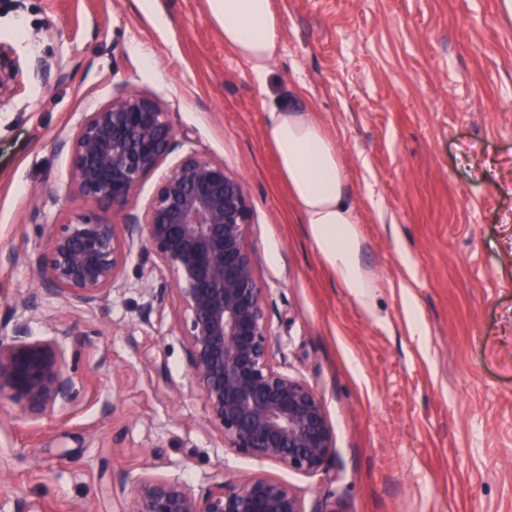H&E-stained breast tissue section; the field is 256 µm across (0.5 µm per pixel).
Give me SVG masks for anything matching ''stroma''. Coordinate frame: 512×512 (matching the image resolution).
I'll list each match as a JSON object with an SVG mask.
<instances>
[{
	"instance_id": "35a3bbf8",
	"label": "stroma",
	"mask_w": 512,
	"mask_h": 512,
	"mask_svg": "<svg viewBox=\"0 0 512 512\" xmlns=\"http://www.w3.org/2000/svg\"><path fill=\"white\" fill-rule=\"evenodd\" d=\"M281 47L258 80L207 0H0L23 77L0 107V317L32 285L30 212L113 86L160 99L178 145L238 176L274 360L321 396L335 454L306 476L224 448L189 381L186 313L142 311L138 253L94 310L46 301L75 401L32 422L0 405V512H123L144 470L288 483L308 512H512V16L501 0H273ZM296 97L339 148L363 220L368 307L321 259L264 130Z\"/></svg>"
}]
</instances>
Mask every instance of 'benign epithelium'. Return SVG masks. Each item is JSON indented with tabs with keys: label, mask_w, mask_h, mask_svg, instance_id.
Instances as JSON below:
<instances>
[{
	"label": "benign epithelium",
	"mask_w": 512,
	"mask_h": 512,
	"mask_svg": "<svg viewBox=\"0 0 512 512\" xmlns=\"http://www.w3.org/2000/svg\"><path fill=\"white\" fill-rule=\"evenodd\" d=\"M19 68L0 43V103L12 98ZM177 144L171 113L154 97L119 90L85 113L57 143L69 157L64 195L89 209L65 224L32 223L46 236L34 264V287L0 319V402L39 420L71 402L76 382L54 339H31L30 320L49 298L94 308L140 246L142 310L150 314L168 287L187 313L189 380L224 447L311 476L333 457L324 403L302 378L274 363L265 297L245 247L251 207L242 181L224 163L185 153L161 177L148 207L126 210L142 181ZM110 211L117 224L106 219ZM171 281H156L158 269ZM124 512H307L289 484L265 476L219 479L196 492L143 473L126 492Z\"/></svg>",
	"instance_id": "benign-epithelium-1"
}]
</instances>
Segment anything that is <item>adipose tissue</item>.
Here are the masks:
<instances>
[{"label":"adipose tissue","mask_w":512,"mask_h":512,"mask_svg":"<svg viewBox=\"0 0 512 512\" xmlns=\"http://www.w3.org/2000/svg\"><path fill=\"white\" fill-rule=\"evenodd\" d=\"M225 44L264 78L280 48L282 18L271 0H208ZM265 136L311 239L337 282L361 306L369 304L372 274L363 265L361 216L339 150L302 104L282 100L270 110Z\"/></svg>","instance_id":"1"}]
</instances>
